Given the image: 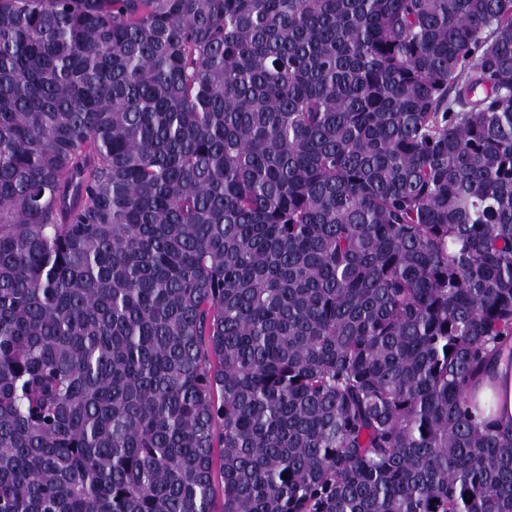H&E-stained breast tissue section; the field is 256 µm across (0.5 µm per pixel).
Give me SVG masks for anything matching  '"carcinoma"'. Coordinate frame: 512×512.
Listing matches in <instances>:
<instances>
[{
    "label": "carcinoma",
    "mask_w": 512,
    "mask_h": 512,
    "mask_svg": "<svg viewBox=\"0 0 512 512\" xmlns=\"http://www.w3.org/2000/svg\"><path fill=\"white\" fill-rule=\"evenodd\" d=\"M512 0H0V512H512ZM469 398L486 415L492 414L504 425H512V364L502 357L495 370L475 378Z\"/></svg>",
    "instance_id": "carcinoma-1"
}]
</instances>
